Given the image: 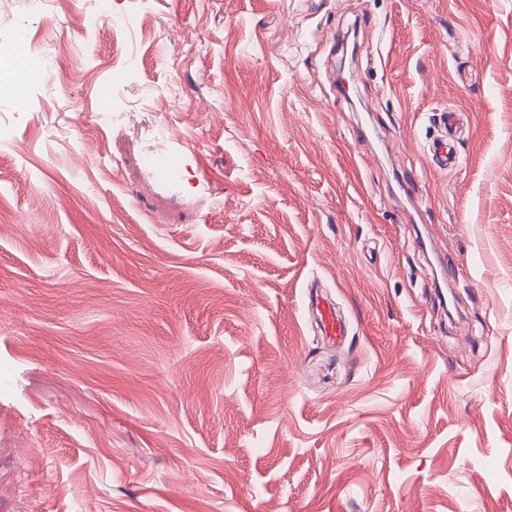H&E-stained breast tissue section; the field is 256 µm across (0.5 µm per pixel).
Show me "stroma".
I'll return each instance as SVG.
<instances>
[{
	"label": "stroma",
	"instance_id": "stroma-1",
	"mask_svg": "<svg viewBox=\"0 0 512 512\" xmlns=\"http://www.w3.org/2000/svg\"><path fill=\"white\" fill-rule=\"evenodd\" d=\"M48 7L0 0L62 84L0 99V512H512V0ZM95 15L97 24L112 27L119 30H130L134 23L126 17H118L113 19L111 5L109 0H95ZM462 112H448L441 117L445 135L443 140L433 142L430 147L432 164L441 170L453 169L458 165L454 142L462 126ZM170 139L167 129L161 126L158 127L153 138V145L146 156V163L151 168L161 170L170 182L175 183L180 179V169L169 150ZM170 169L178 170L179 175L176 177L169 176L167 172ZM315 310L322 336L332 342L339 341L345 334V327L336 312L335 304L320 298L315 303Z\"/></svg>",
	"mask_w": 512,
	"mask_h": 512
}]
</instances>
